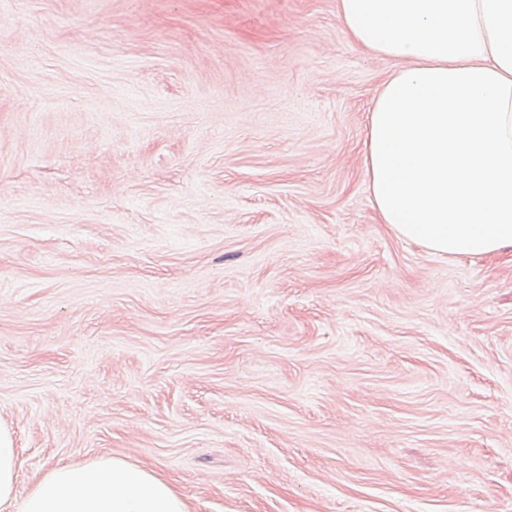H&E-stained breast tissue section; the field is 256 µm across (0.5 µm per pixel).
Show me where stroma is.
Masks as SVG:
<instances>
[{
	"label": "stroma",
	"mask_w": 512,
	"mask_h": 512,
	"mask_svg": "<svg viewBox=\"0 0 512 512\" xmlns=\"http://www.w3.org/2000/svg\"><path fill=\"white\" fill-rule=\"evenodd\" d=\"M398 66L337 0H0L19 495L113 456L191 512H512V251L378 223Z\"/></svg>",
	"instance_id": "stroma-1"
}]
</instances>
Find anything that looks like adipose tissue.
<instances>
[{"label":"adipose tissue","mask_w":512,"mask_h":512,"mask_svg":"<svg viewBox=\"0 0 512 512\" xmlns=\"http://www.w3.org/2000/svg\"><path fill=\"white\" fill-rule=\"evenodd\" d=\"M351 39L399 61L368 114L363 166L381 223L439 255L512 249V0H337ZM0 425V512H190L156 468L67 463L17 495Z\"/></svg>","instance_id":"obj_1"}]
</instances>
